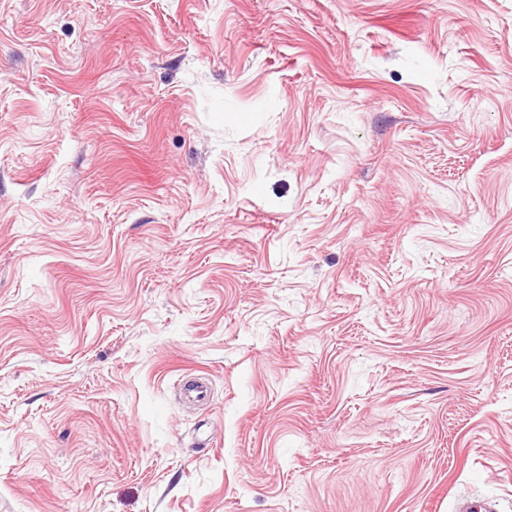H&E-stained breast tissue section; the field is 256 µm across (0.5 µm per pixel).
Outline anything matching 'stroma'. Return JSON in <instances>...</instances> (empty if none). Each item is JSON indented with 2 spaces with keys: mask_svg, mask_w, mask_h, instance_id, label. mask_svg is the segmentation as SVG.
I'll return each instance as SVG.
<instances>
[{
  "mask_svg": "<svg viewBox=\"0 0 512 512\" xmlns=\"http://www.w3.org/2000/svg\"><path fill=\"white\" fill-rule=\"evenodd\" d=\"M460 496L512 512V0H0V512Z\"/></svg>",
  "mask_w": 512,
  "mask_h": 512,
  "instance_id": "stroma-1",
  "label": "stroma"
}]
</instances>
